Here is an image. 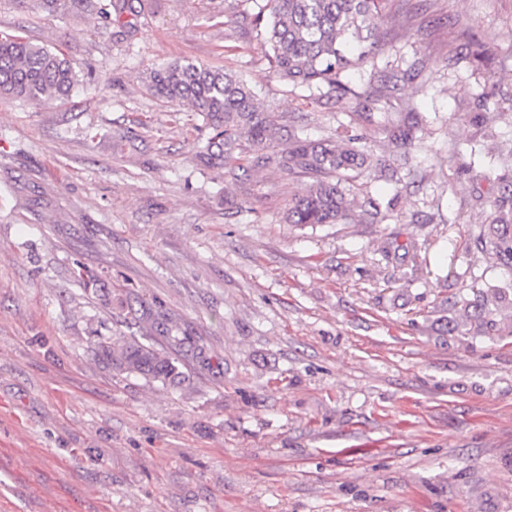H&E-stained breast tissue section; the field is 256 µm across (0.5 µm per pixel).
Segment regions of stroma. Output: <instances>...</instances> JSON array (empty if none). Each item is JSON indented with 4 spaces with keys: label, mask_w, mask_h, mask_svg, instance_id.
Segmentation results:
<instances>
[{
    "label": "stroma",
    "mask_w": 512,
    "mask_h": 512,
    "mask_svg": "<svg viewBox=\"0 0 512 512\" xmlns=\"http://www.w3.org/2000/svg\"><path fill=\"white\" fill-rule=\"evenodd\" d=\"M230 0L103 18L0 0V35L62 51L71 99L0 98V504L5 512H512V271L467 241L512 173V0H389L391 38L343 75L422 120L407 181L368 179L381 224L282 221L307 180L250 193L198 166L191 105L146 70L242 75L310 138L346 121L294 88ZM417 64L414 78L375 72ZM237 212L225 215V200ZM86 266L100 285H78ZM500 289L461 331L457 303ZM211 360L165 385L96 343L137 304Z\"/></svg>",
    "instance_id": "1"
}]
</instances>
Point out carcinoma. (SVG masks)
I'll return each instance as SVG.
<instances>
[{
    "mask_svg": "<svg viewBox=\"0 0 512 512\" xmlns=\"http://www.w3.org/2000/svg\"><path fill=\"white\" fill-rule=\"evenodd\" d=\"M147 0H118L94 5L105 17L144 11ZM254 27L264 33L266 59L294 87L323 86L336 101L354 107L373 96L341 81V74L374 60L387 34L385 0H267L254 15ZM77 84L70 60L20 35L0 37V97L23 101L66 100ZM147 89L165 101L191 104L210 130L196 152L200 166L224 176V182L243 185L249 172L275 167L292 178L309 180L305 193L288 201L285 223L297 228L326 224H375L381 205L368 196L349 199L364 174L392 169L377 156L367 138L352 129L361 122L375 125L396 147L408 154L414 144L418 117L405 121L392 112L349 113L341 131L312 140L302 129L288 131V143L277 144V119L268 112L240 75L192 61L175 62L149 71ZM495 217L473 238L474 246L512 271V181H505L493 201ZM165 314L134 318L137 333L110 336L97 350L118 374H139L175 384L184 378L170 351L185 339L172 335Z\"/></svg>",
    "mask_w": 512,
    "mask_h": 512,
    "instance_id": "carcinoma-1",
    "label": "carcinoma"
}]
</instances>
